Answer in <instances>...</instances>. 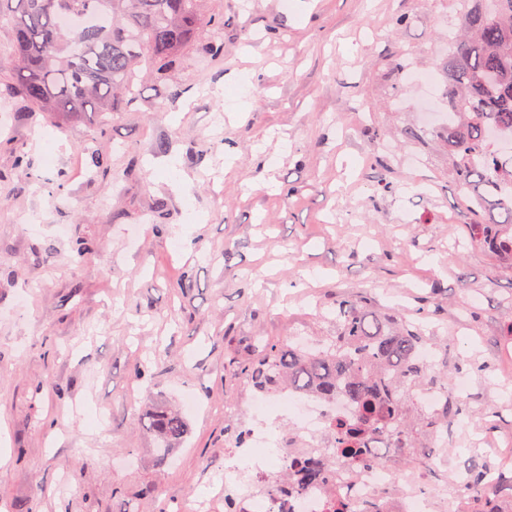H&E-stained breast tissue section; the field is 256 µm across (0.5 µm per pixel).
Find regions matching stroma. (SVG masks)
I'll use <instances>...</instances> for the list:
<instances>
[{
    "label": "stroma",
    "instance_id": "stroma-1",
    "mask_svg": "<svg viewBox=\"0 0 512 512\" xmlns=\"http://www.w3.org/2000/svg\"><path fill=\"white\" fill-rule=\"evenodd\" d=\"M206 10L224 17L223 57L197 40L163 85L139 77V100L108 117L53 120L0 91L6 137L34 162L25 173L0 149V512H170L198 496L224 512V404L250 389L225 360L334 335L331 311L364 297L438 342L431 378L471 381L448 447L419 450L437 465L396 471L435 481L490 460L512 477V447L473 443L512 433V266L459 250L474 197L447 126L419 115L426 96L448 109L461 0ZM104 141L108 177L85 153ZM79 238L94 246L80 262ZM154 406L187 424L163 460L143 428ZM90 410L104 421L89 424Z\"/></svg>",
    "mask_w": 512,
    "mask_h": 512
}]
</instances>
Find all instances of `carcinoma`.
<instances>
[{
    "instance_id": "cac0c4a2",
    "label": "carcinoma",
    "mask_w": 512,
    "mask_h": 512,
    "mask_svg": "<svg viewBox=\"0 0 512 512\" xmlns=\"http://www.w3.org/2000/svg\"><path fill=\"white\" fill-rule=\"evenodd\" d=\"M203 0H0V34L11 56L0 58V84L50 117L77 112L106 115L125 97L134 100L136 68L147 63L158 81L201 30L218 31L221 18ZM70 16L74 25L61 27ZM464 29L448 50V99L458 118L448 126V152L461 188L475 193L472 243L492 247L512 265V159L486 150L489 129L512 132V0H473ZM337 335L315 352L269 340L256 359L226 361L227 371L255 389L288 386L325 398L346 395L357 406L350 420L333 424L340 457L375 464L365 443L396 428L414 448L410 385L425 380L417 358L423 337L397 318L368 309L364 300L340 308ZM146 430L161 455L182 439L175 410L153 407ZM306 484L326 475L329 461L314 451L297 462Z\"/></svg>"
}]
</instances>
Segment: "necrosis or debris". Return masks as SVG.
<instances>
[{
    "label": "necrosis or debris",
    "instance_id": "necrosis-or-debris-1",
    "mask_svg": "<svg viewBox=\"0 0 512 512\" xmlns=\"http://www.w3.org/2000/svg\"><path fill=\"white\" fill-rule=\"evenodd\" d=\"M224 414L241 430L224 443V499L237 512H333L339 499L357 508L373 499L383 512H440L439 495L425 491L422 475L400 482L386 466L336 459L329 430L334 421L353 416L344 399L325 401L293 389L254 392ZM311 448L332 459L325 480L270 497L269 487L281 483L291 462Z\"/></svg>",
    "mask_w": 512,
    "mask_h": 512
}]
</instances>
